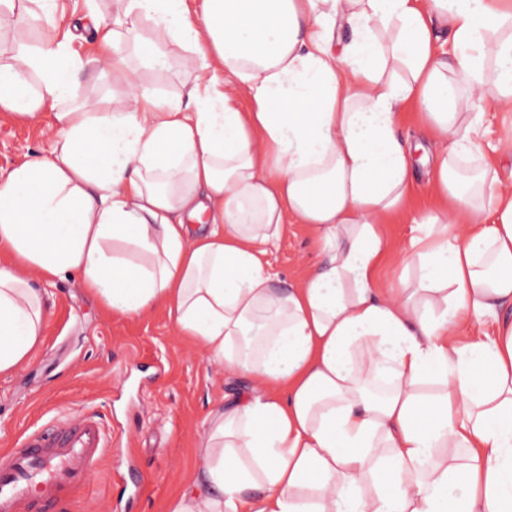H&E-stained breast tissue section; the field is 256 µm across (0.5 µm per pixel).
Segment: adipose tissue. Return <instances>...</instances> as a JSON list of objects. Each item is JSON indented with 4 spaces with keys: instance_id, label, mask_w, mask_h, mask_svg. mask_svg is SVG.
<instances>
[{
    "instance_id": "adipose-tissue-1",
    "label": "adipose tissue",
    "mask_w": 512,
    "mask_h": 512,
    "mask_svg": "<svg viewBox=\"0 0 512 512\" xmlns=\"http://www.w3.org/2000/svg\"><path fill=\"white\" fill-rule=\"evenodd\" d=\"M86 2L91 62L119 87L102 97L76 93L91 62L57 37L58 0H0V111L58 127L0 181V375L42 344L40 282L72 272L114 314L168 306L262 388L225 393L173 512H512V188L478 164L479 107L512 106V0H202L196 17L186 0ZM23 16L34 42L15 37ZM171 47L193 81L160 95L140 71ZM408 103L440 146L437 205L390 298ZM289 224L322 260L279 288L264 258ZM464 317L494 329L461 341Z\"/></svg>"
}]
</instances>
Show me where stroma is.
<instances>
[{"label": "stroma", "instance_id": "obj_1", "mask_svg": "<svg viewBox=\"0 0 512 512\" xmlns=\"http://www.w3.org/2000/svg\"><path fill=\"white\" fill-rule=\"evenodd\" d=\"M57 134L52 114L31 124L0 112V174L22 157L48 154ZM410 210L386 229L382 287L405 270L403 247L413 222L432 206L428 166L415 167ZM319 261L303 225H289L265 258L280 280L295 281ZM53 300L43 343L14 374L0 376V450L53 418L97 412L116 439L98 466L79 512H172L198 461L210 414L226 390L248 396L253 386L178 335L160 307L139 317L112 314L68 274L49 285ZM147 483L138 493L128 479Z\"/></svg>", "mask_w": 512, "mask_h": 512}]
</instances>
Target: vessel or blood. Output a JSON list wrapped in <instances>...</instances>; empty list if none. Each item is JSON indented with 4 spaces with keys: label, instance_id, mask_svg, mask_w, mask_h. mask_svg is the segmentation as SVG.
<instances>
[{
    "label": "vessel or blood",
    "instance_id": "vessel-or-blood-1",
    "mask_svg": "<svg viewBox=\"0 0 512 512\" xmlns=\"http://www.w3.org/2000/svg\"><path fill=\"white\" fill-rule=\"evenodd\" d=\"M112 450L96 413L59 417L0 452V512H74Z\"/></svg>",
    "mask_w": 512,
    "mask_h": 512
}]
</instances>
